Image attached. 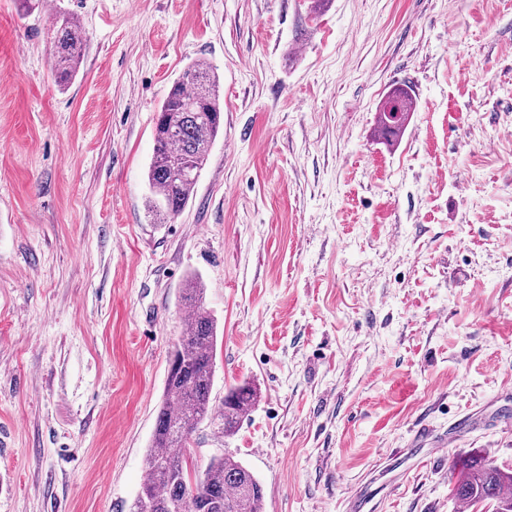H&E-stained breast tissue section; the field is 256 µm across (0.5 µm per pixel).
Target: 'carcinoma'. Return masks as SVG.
<instances>
[{"label":"carcinoma","mask_w":512,"mask_h":512,"mask_svg":"<svg viewBox=\"0 0 512 512\" xmlns=\"http://www.w3.org/2000/svg\"><path fill=\"white\" fill-rule=\"evenodd\" d=\"M84 42L71 17H62L53 27L52 60L59 85L67 86L78 74ZM414 110L408 88L391 89L379 110L378 138L385 143L398 139ZM223 112L212 66L202 60L189 63L173 81L155 121L146 172L153 223H168L192 199L223 124ZM205 294L200 278L186 280L183 302L190 317L170 351L163 398L145 456L147 477L130 512H262V485L234 456L211 459L193 480L183 465L193 432L212 416L218 321L205 307ZM257 398V390L246 383L225 393L220 414L224 434L236 430ZM452 496L468 508L490 503L493 512H512V472L489 460L472 461L454 483Z\"/></svg>","instance_id":"1"}]
</instances>
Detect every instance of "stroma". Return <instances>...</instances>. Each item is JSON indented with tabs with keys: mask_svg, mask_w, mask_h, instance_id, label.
<instances>
[{
	"mask_svg": "<svg viewBox=\"0 0 512 512\" xmlns=\"http://www.w3.org/2000/svg\"><path fill=\"white\" fill-rule=\"evenodd\" d=\"M0 0V512H129L187 277L219 322L190 469L234 455L263 512H464L462 465L512 469V0ZM84 59L59 87L57 17ZM196 59L224 132L167 224L158 109ZM416 110L374 130L387 92ZM478 421L404 457L413 429ZM414 110L415 102L407 87L391 89L379 110L376 130L378 138L385 143L398 139ZM258 398L257 390L248 384H238L231 387L224 395V407L220 417L223 423L224 435L233 433L255 405Z\"/></svg>",
	"mask_w": 512,
	"mask_h": 512,
	"instance_id": "obj_1",
	"label": "stroma"
}]
</instances>
